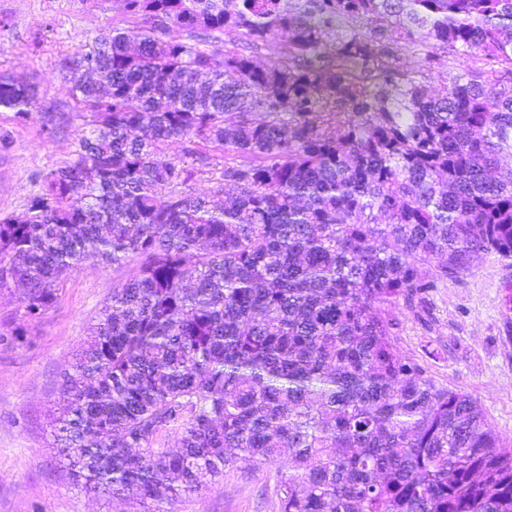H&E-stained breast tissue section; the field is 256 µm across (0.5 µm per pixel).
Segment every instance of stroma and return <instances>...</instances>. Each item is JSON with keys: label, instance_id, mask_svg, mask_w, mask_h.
Wrapping results in <instances>:
<instances>
[{"label": "stroma", "instance_id": "obj_1", "mask_svg": "<svg viewBox=\"0 0 512 512\" xmlns=\"http://www.w3.org/2000/svg\"><path fill=\"white\" fill-rule=\"evenodd\" d=\"M138 23L121 0H0V73L32 83L41 111L17 120L0 108V215L21 213L35 180L72 163L87 126L64 87L65 63L81 45ZM129 267L90 258L65 280L40 318L25 317L16 290L0 292V512H128L124 501L74 486L53 446L63 376L89 327ZM395 343L442 386L469 394L489 427L512 442V258L480 257L469 274L399 305ZM287 462L244 474L225 472L174 512H278Z\"/></svg>", "mask_w": 512, "mask_h": 512}]
</instances>
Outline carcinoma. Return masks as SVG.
<instances>
[{
    "label": "carcinoma",
    "mask_w": 512,
    "mask_h": 512,
    "mask_svg": "<svg viewBox=\"0 0 512 512\" xmlns=\"http://www.w3.org/2000/svg\"><path fill=\"white\" fill-rule=\"evenodd\" d=\"M285 2L123 0L141 25L67 62L89 130L0 217V291L37 317L86 259L136 267L65 374L57 453L133 512L283 459L279 512H512V448L393 340L399 301L512 257V0ZM439 50L441 96L396 69ZM2 107L43 111L6 73ZM173 140L232 156V202L188 193L210 161ZM216 35L218 37L214 40V43H213L215 48H218L220 50L226 49V50H231V51H236V52L246 51L247 53H250L253 56V59L260 64H267V63L272 62L271 56L269 55L267 50L256 49V48L245 49V44L243 43V41L238 40L237 36L233 33H230V34L216 33ZM251 50H252V52H250Z\"/></svg>",
    "instance_id": "obj_1"
}]
</instances>
